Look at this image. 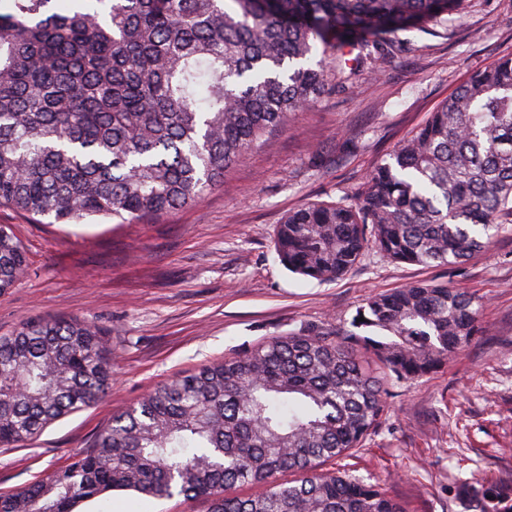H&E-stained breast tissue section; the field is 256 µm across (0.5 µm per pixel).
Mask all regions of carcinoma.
<instances>
[{"label":"carcinoma","instance_id":"1","mask_svg":"<svg viewBox=\"0 0 512 512\" xmlns=\"http://www.w3.org/2000/svg\"><path fill=\"white\" fill-rule=\"evenodd\" d=\"M465 0H0V205L55 224H132L198 202L325 90L377 73L387 35L446 27ZM512 224V56L475 73L366 177L353 202L289 212L280 262L317 280L370 248L461 263ZM26 268L0 225V291ZM480 333L466 292L414 284L368 298L347 326L301 328L165 382L94 449L0 495V512H75L110 491L206 497L210 512H404L320 463L362 446L385 383L427 376ZM106 333L36 319L0 338V447L97 403ZM294 478L281 481L278 475ZM249 485L248 496L227 494ZM462 494L512 512V481Z\"/></svg>","mask_w":512,"mask_h":512}]
</instances>
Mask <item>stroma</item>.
Returning <instances> with one entry per match:
<instances>
[{"label":"stroma","instance_id":"obj_1","mask_svg":"<svg viewBox=\"0 0 512 512\" xmlns=\"http://www.w3.org/2000/svg\"><path fill=\"white\" fill-rule=\"evenodd\" d=\"M382 76L328 90L191 206L134 224H52L0 206L26 271L0 292V336L24 320L80 317L112 342L102 402L0 447V494L88 452L113 414L157 384L301 328L332 330L370 296L412 283L460 288L482 334L431 375L390 382L363 447L327 470L382 486L406 512H478L462 483L512 480V230L469 260L422 267L368 251L343 277L306 279L274 250L282 217L357 191L470 75L512 56V0H472L447 29L401 31ZM205 498L110 491L78 512H209Z\"/></svg>","mask_w":512,"mask_h":512}]
</instances>
